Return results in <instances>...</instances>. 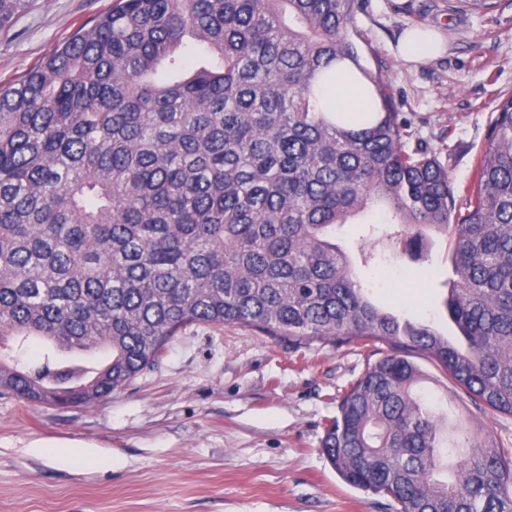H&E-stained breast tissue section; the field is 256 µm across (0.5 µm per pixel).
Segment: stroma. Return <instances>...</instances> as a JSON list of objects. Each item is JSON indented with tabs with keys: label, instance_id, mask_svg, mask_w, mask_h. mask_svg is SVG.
I'll use <instances>...</instances> for the list:
<instances>
[{
	"label": "stroma",
	"instance_id": "35a3bbf8",
	"mask_svg": "<svg viewBox=\"0 0 512 512\" xmlns=\"http://www.w3.org/2000/svg\"><path fill=\"white\" fill-rule=\"evenodd\" d=\"M112 0H29L0 29V85L39 63ZM365 58L456 185L469 181L497 98L512 92V0L457 14L448 0H364L355 17ZM431 30L440 57L410 62L406 31ZM450 241L431 234L422 259L355 271L376 304L462 338L428 268L451 277ZM371 349L296 348L240 325L183 327L156 365L89 405L0 395V512H395L390 498L345 483L320 452L338 395L373 363ZM420 392L512 448V418L478 410L432 360Z\"/></svg>",
	"mask_w": 512,
	"mask_h": 512
}]
</instances>
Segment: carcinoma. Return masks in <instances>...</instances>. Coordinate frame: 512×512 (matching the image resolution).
Wrapping results in <instances>:
<instances>
[{
	"label": "carcinoma",
	"mask_w": 512,
	"mask_h": 512,
	"mask_svg": "<svg viewBox=\"0 0 512 512\" xmlns=\"http://www.w3.org/2000/svg\"><path fill=\"white\" fill-rule=\"evenodd\" d=\"M489 13L497 0H449ZM27 0H0V28ZM362 0H112L0 88V393L82 405L157 362L190 324L295 347L381 344L322 453L397 512H512V452L448 423L416 387L434 360L480 410L512 417V92L470 181L408 147L387 83L361 63ZM218 58L185 72V38ZM348 61L378 99L324 112ZM382 205L379 244L451 238L443 305L461 350L371 302L331 232ZM40 360L22 364L29 338ZM88 360L65 363L57 354Z\"/></svg>",
	"instance_id": "carcinoma-1"
}]
</instances>
